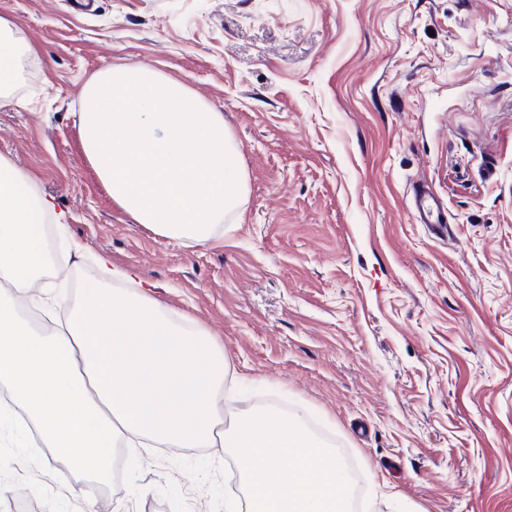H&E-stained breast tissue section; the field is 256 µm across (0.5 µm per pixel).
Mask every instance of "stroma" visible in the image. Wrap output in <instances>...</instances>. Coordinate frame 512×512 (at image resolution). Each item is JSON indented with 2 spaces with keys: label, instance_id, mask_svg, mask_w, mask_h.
Returning a JSON list of instances; mask_svg holds the SVG:
<instances>
[{
  "label": "stroma",
  "instance_id": "35a3bbf8",
  "mask_svg": "<svg viewBox=\"0 0 512 512\" xmlns=\"http://www.w3.org/2000/svg\"><path fill=\"white\" fill-rule=\"evenodd\" d=\"M0 0L34 44L0 154L88 252L158 282L224 351V412H287L353 458L376 512H512V0ZM137 63L223 113L246 189L185 246L117 208L74 114ZM442 196L417 224L410 181ZM69 299L96 267L57 246ZM0 437V512H225L226 448L114 451L106 488Z\"/></svg>",
  "mask_w": 512,
  "mask_h": 512
}]
</instances>
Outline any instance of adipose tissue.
Segmentation results:
<instances>
[{"mask_svg":"<svg viewBox=\"0 0 512 512\" xmlns=\"http://www.w3.org/2000/svg\"><path fill=\"white\" fill-rule=\"evenodd\" d=\"M52 209L0 156V385L53 463L104 480L117 440L131 448L225 447L234 452L249 512H344V468L299 421L243 413L221 431L223 351L206 330L175 322L134 270L71 242L73 255L92 258L99 283L85 289L62 326L33 328L23 309L57 303L42 234Z\"/></svg>","mask_w":512,"mask_h":512,"instance_id":"adipose-tissue-1","label":"adipose tissue"}]
</instances>
